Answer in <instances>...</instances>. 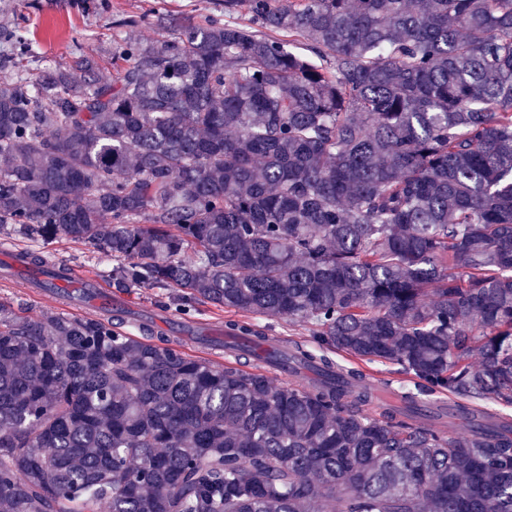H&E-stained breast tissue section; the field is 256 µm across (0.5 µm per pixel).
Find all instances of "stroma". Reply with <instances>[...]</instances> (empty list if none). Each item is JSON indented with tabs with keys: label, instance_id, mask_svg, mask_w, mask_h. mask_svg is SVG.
<instances>
[{
	"label": "stroma",
	"instance_id": "35a3bbf8",
	"mask_svg": "<svg viewBox=\"0 0 512 512\" xmlns=\"http://www.w3.org/2000/svg\"><path fill=\"white\" fill-rule=\"evenodd\" d=\"M151 13L170 16L181 24H200L228 16L224 13V0H0V79L17 67L34 78L79 57L95 60L98 77L110 78L114 74L112 52L118 44L128 39L144 41L157 37L156 29L138 22L139 17ZM228 17L240 23L249 20L242 9ZM15 32L27 38L28 53H18L14 48L11 35ZM23 251L41 256L45 263L69 268L76 281L110 289L113 300L122 304L128 314L122 325L124 331L135 335L140 324H148L154 336L169 337L184 353L219 365L233 366L237 360L224 348L201 343L200 338L212 335L215 329L223 327L225 320L233 317L263 328L279 340L308 348L313 345L309 327L302 322L276 316L233 314L207 302L196 303L190 313L183 314L173 306L160 307L159 289L111 288L108 277L111 259L93 254L91 247L83 243L64 238L44 243L18 233L0 239V253ZM0 304L22 310L34 319L50 312L75 317L94 314L84 301L69 296L66 290L34 287L27 276L1 267ZM335 359L344 366L362 370L388 392L415 388L412 376L402 372L399 366L359 361L342 353L336 354Z\"/></svg>",
	"mask_w": 512,
	"mask_h": 512
}]
</instances>
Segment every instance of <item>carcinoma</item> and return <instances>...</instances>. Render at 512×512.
Segmentation results:
<instances>
[{
  "label": "carcinoma",
  "mask_w": 512,
  "mask_h": 512,
  "mask_svg": "<svg viewBox=\"0 0 512 512\" xmlns=\"http://www.w3.org/2000/svg\"><path fill=\"white\" fill-rule=\"evenodd\" d=\"M126 41L114 79L0 88V233L84 243L114 287L229 320L220 367L0 305V512H512V416L377 404L342 352L512 407V0H224ZM175 225L177 232L168 230ZM465 273H460V270ZM478 362H472L473 357Z\"/></svg>",
  "instance_id": "carcinoma-1"
}]
</instances>
